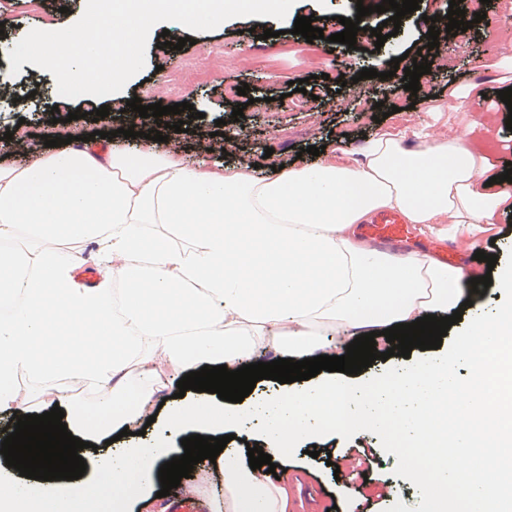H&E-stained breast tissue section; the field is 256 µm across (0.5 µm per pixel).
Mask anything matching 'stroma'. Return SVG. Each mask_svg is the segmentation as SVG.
Masks as SVG:
<instances>
[{
    "mask_svg": "<svg viewBox=\"0 0 512 512\" xmlns=\"http://www.w3.org/2000/svg\"><path fill=\"white\" fill-rule=\"evenodd\" d=\"M360 2L374 6L378 0H289L287 14L272 23L228 16L206 30L189 31L191 43L180 50L172 47L178 34H170L171 44L166 48L160 47L158 35H150L141 42L139 66L122 95L140 98L145 105L192 104L197 118L187 120L185 132L168 135L169 141L192 159L200 155L201 145L220 148L222 139L214 134L215 122L225 120L226 130L238 133L237 158L262 168L268 161L265 152H272V159L284 166L306 164L313 160L308 147L339 138L356 154L367 138L389 127L401 132L405 144L415 145L414 131L430 121L424 102L447 103L444 86L475 84L481 96L469 101L466 113H449L448 124L454 127L463 119L472 125V143L488 158L490 175L504 173L507 163L512 162V131L505 125L512 112L497 93L512 85V70H501L498 62L503 55L512 56V20L503 17L496 0L484 6L485 20L468 29V49L455 69H432L429 85L415 94L402 86L404 70L413 64L405 53L426 48L429 27L445 30L449 0H422L419 10L405 15L398 34L389 37L384 47L368 42L359 51L340 43H322L326 63L324 75L318 79L312 78L303 58L281 55V47L296 40L292 29L297 17L324 14L348 18ZM62 7L67 8L74 25L87 21L88 0H45L39 13L28 11L23 0H11L0 8V84L20 82L35 92L22 107L12 97L0 95L1 165L22 163L28 154L44 151L46 139L67 131L83 136L97 130L130 127L146 133L156 127L154 118L131 111L112 112L98 121L88 117L69 120V113L81 107V100L60 102L54 75L39 71L30 56L15 50L22 32L46 25ZM431 17L436 20L432 26L427 23ZM267 29L274 30V37L264 38ZM251 49L276 57L277 65L254 73L245 65ZM473 55L481 57L483 71L471 67L469 58ZM195 57L206 63L207 82H198L187 68L188 60ZM397 57L402 58L403 67L395 71L390 61ZM365 68L376 69L377 77L358 79V72ZM298 80L303 81L304 92L293 91L291 84ZM229 84L250 88L252 103L237 121L231 114L241 98L226 95ZM284 94L290 95L292 107L279 106L272 112L257 110L256 100L277 99ZM391 105L397 106V113L385 115V107ZM8 131L13 134L9 140L4 137ZM72 384L69 377L25 375L18 389L24 412L44 413L62 394L95 409L98 387L85 381L75 392ZM315 447L320 454L314 458L308 451ZM396 464V456L382 450L378 436L366 431L348 440L330 434L313 443L305 442L280 462L292 490L290 512H386L398 500L409 507L417 506L418 491L409 480L394 475Z\"/></svg>",
    "mask_w": 512,
    "mask_h": 512,
    "instance_id": "stroma-1",
    "label": "stroma"
}]
</instances>
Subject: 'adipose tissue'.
Masks as SVG:
<instances>
[{
	"mask_svg": "<svg viewBox=\"0 0 512 512\" xmlns=\"http://www.w3.org/2000/svg\"><path fill=\"white\" fill-rule=\"evenodd\" d=\"M288 0H146L134 15L116 11L105 26L77 29L59 15L37 28L26 45L50 38L36 55L41 68L94 104L101 90H120L139 63L138 42L158 20L171 28H205L226 15L248 20L279 15ZM122 51L118 63H99L102 46ZM471 89L452 87L431 106L433 126L417 131V146L386 130L353 158L341 141L309 165L269 173L246 160L221 164L185 160L170 142L120 138L34 155L0 165V414L19 410L14 387L23 374L77 377L101 390L103 419L70 401L69 432L95 443L137 412L124 409L127 377L142 398L204 365L237 369L259 345L282 355L322 349L326 336L357 329L381 331L428 314H443L470 281L463 267L430 253L393 255L369 247L359 224L379 212L400 214L421 233L478 247L487 225L512 211V184L487 191L485 158L472 151L467 128L441 132ZM28 233L40 249L17 247ZM95 241L109 266L84 286L63 240ZM231 403L180 404L169 410V433L216 436L239 429ZM172 449L165 440L132 445L95 466V478L30 480L0 489V512H100L102 488L120 498L136 489L140 512H154L155 483ZM221 512H288V487L263 482L259 472L227 448Z\"/></svg>",
	"mask_w": 512,
	"mask_h": 512,
	"instance_id": "obj_1",
	"label": "adipose tissue"
}]
</instances>
